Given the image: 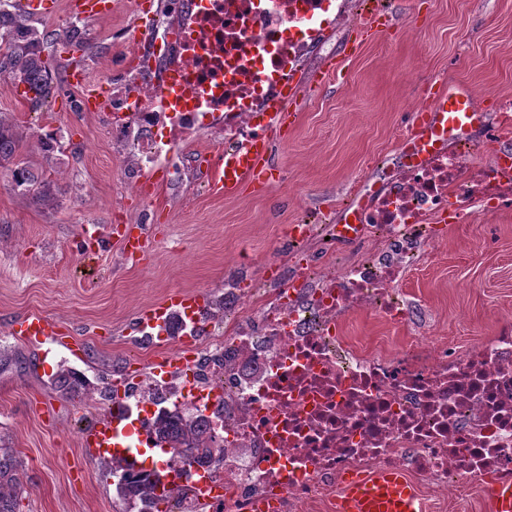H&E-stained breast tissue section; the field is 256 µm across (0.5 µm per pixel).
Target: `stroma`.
<instances>
[{
	"label": "stroma",
	"instance_id": "35a3bbf8",
	"mask_svg": "<svg viewBox=\"0 0 512 512\" xmlns=\"http://www.w3.org/2000/svg\"><path fill=\"white\" fill-rule=\"evenodd\" d=\"M27 23L44 32L42 56L56 89L35 104L12 77L0 78V119L22 137L18 157L52 184L50 201L16 189L0 167V437L18 451L28 494L24 512H119L108 460L81 444L82 396L54 386L60 368L84 373L100 392L115 378L146 371L154 348L138 317L177 293L223 287L226 259L236 272L339 271L365 259L379 241L332 243L326 225L342 223L365 189L397 166L411 128L406 104L428 89L480 92L486 142L471 133L476 165L512 148V0H343L342 22L307 57L297 87L293 129L274 133L276 185L244 184L218 195L196 170L169 182L164 170L141 175L148 191L126 194L130 172L97 112L80 110L70 85V55L54 41L81 22L92 48L79 66L96 88L123 70V35L163 20L166 0H115L112 12L79 17L69 0H42ZM383 8L390 31L355 43L367 13ZM414 70L415 82L404 79ZM52 141L44 151L43 141ZM141 236L139 261L125 258L120 229ZM447 246L426 243L398 284L410 315L391 324L369 310L344 318L345 336L372 350H401L412 336H437L464 348L512 322V212L473 213L445 222ZM43 314L64 325L69 345H31L15 337V319Z\"/></svg>",
	"mask_w": 512,
	"mask_h": 512
}]
</instances>
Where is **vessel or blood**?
<instances>
[{
	"instance_id": "1",
	"label": "vessel or blood",
	"mask_w": 512,
	"mask_h": 512,
	"mask_svg": "<svg viewBox=\"0 0 512 512\" xmlns=\"http://www.w3.org/2000/svg\"><path fill=\"white\" fill-rule=\"evenodd\" d=\"M293 99V90H283L280 101L266 114L267 133L253 138L239 153L220 159L212 177L216 190L229 193L246 182H269L273 171L269 135L292 126L296 115L290 112L289 105ZM432 102L431 108L413 115L412 130L401 144L406 158H423L444 144L463 140L473 128L485 124L484 113L479 112L468 92L452 89L436 92ZM203 303L204 298L199 294L178 295L150 307L145 315L157 321L171 310H197ZM12 332L30 344L51 342L62 345L67 339L54 319L40 314L16 320ZM82 445L96 456L128 453L123 430L118 421L108 416L84 432ZM484 493L490 512H512V482L487 481ZM336 512H425V505L403 471L381 469L370 475L345 476L336 499Z\"/></svg>"
}]
</instances>
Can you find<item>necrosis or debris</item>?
Here are the masks:
<instances>
[{"mask_svg":"<svg viewBox=\"0 0 512 512\" xmlns=\"http://www.w3.org/2000/svg\"><path fill=\"white\" fill-rule=\"evenodd\" d=\"M335 0H168L165 24L134 39L138 66L113 83L112 136L136 172L178 181L180 146L224 132L233 153L263 133V113L299 82ZM512 210V173L476 167L467 147H441L370 189L357 209L383 249L312 285L280 279L264 298L238 277L205 294L198 313L140 331L162 338L180 366L116 380L131 447L153 452L174 512H335L342 477L403 470L442 497L486 478L512 481V324L460 351L432 336L399 354L364 352L339 330L375 310L408 315L396 284L447 213ZM205 422L223 463L180 464L157 447L155 415Z\"/></svg>","mask_w":512,"mask_h":512,"instance_id":"obj_1","label":"necrosis or debris"}]
</instances>
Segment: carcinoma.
<instances>
[{
    "instance_id": "1",
    "label": "carcinoma",
    "mask_w": 512,
    "mask_h": 512,
    "mask_svg": "<svg viewBox=\"0 0 512 512\" xmlns=\"http://www.w3.org/2000/svg\"><path fill=\"white\" fill-rule=\"evenodd\" d=\"M17 4L0 0V73L8 72L26 86L25 94H33L38 102L51 93L53 77L48 61L42 59L47 36L27 25L23 15L16 11ZM65 51L91 48L86 33L76 26L58 34ZM21 148L13 126L0 119V165L14 162ZM16 187L43 201L50 198V189L26 162H15L11 169ZM59 388L75 394L85 388L83 376L75 370H66L58 376ZM156 442L172 449L183 462H223L224 448L218 440L206 435L195 423L186 420L179 411H164L155 420ZM23 462L15 449L0 441V512H19V498L26 492L23 482ZM160 479L155 470L126 474L116 483V492L123 512H130L137 503L149 505L157 499Z\"/></svg>"
}]
</instances>
